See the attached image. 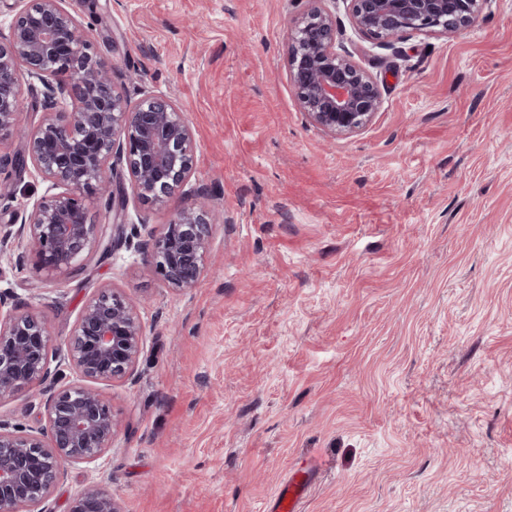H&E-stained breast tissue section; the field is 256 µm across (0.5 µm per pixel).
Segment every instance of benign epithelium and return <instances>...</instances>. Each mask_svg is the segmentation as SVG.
Instances as JSON below:
<instances>
[{
	"instance_id": "benign-epithelium-1",
	"label": "benign epithelium",
	"mask_w": 512,
	"mask_h": 512,
	"mask_svg": "<svg viewBox=\"0 0 512 512\" xmlns=\"http://www.w3.org/2000/svg\"><path fill=\"white\" fill-rule=\"evenodd\" d=\"M8 32L0 31V136L19 135L34 170L53 192L33 205L4 238L29 248L36 268L75 276L99 245L88 194L112 200L120 221L127 192L164 206L184 192L194 165L195 138L171 98L144 93L135 101L112 67L92 49L65 0H16ZM327 0H307L286 27L288 80L300 110L329 137L367 128L383 106L379 80L338 42L336 12ZM354 31L391 49L415 34L448 36L473 24L491 0H342ZM43 86L42 120L22 129L21 75ZM71 102L69 112L58 104ZM126 170L130 188L114 182ZM211 210L197 192L153 236L149 263L175 293L194 287L209 251ZM145 329L128 298L94 293L65 342L64 359L78 380L44 401L45 425L9 429L0 422V512H47L45 503L69 464L92 462L107 449L116 419L92 386L129 375L144 347ZM49 332L33 314H0V398L51 374ZM69 512H121L112 493L84 488Z\"/></svg>"
}]
</instances>
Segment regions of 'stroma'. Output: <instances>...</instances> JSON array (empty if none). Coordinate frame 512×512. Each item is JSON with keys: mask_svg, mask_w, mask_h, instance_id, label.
Returning a JSON list of instances; mask_svg holds the SVG:
<instances>
[{"mask_svg": "<svg viewBox=\"0 0 512 512\" xmlns=\"http://www.w3.org/2000/svg\"><path fill=\"white\" fill-rule=\"evenodd\" d=\"M131 99L168 95L196 152L189 189L213 225L207 270L182 294L118 239L81 277L0 260V297L41 316L51 358L88 298L114 288L146 327L123 380L97 387L112 448L72 464L47 512L96 484L122 512H272L296 469L304 512H512V0L454 36L398 51L361 43L383 107L328 138L300 112L284 36L301 0H70ZM0 227L49 185L0 172ZM130 197L148 240L183 206ZM43 385L0 420L44 422Z\"/></svg>", "mask_w": 512, "mask_h": 512, "instance_id": "stroma-1", "label": "stroma"}]
</instances>
